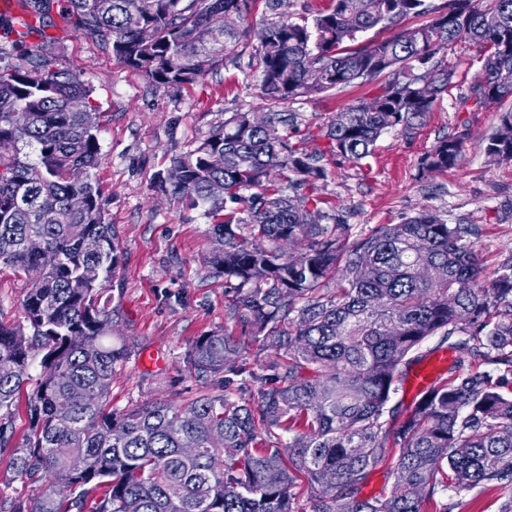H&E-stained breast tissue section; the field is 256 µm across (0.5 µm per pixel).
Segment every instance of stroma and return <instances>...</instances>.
Returning <instances> with one entry per match:
<instances>
[{"label":"stroma","mask_w":512,"mask_h":512,"mask_svg":"<svg viewBox=\"0 0 512 512\" xmlns=\"http://www.w3.org/2000/svg\"><path fill=\"white\" fill-rule=\"evenodd\" d=\"M269 16L265 0H252L249 12L235 22L247 38L229 48L221 68L195 83L161 88L61 15H54L48 29L59 63L92 85L104 114L99 133L104 160L96 179L120 243L106 295L112 342L132 349L112 376V410L193 398L203 381L185 353L198 336L223 333L250 362L276 354L275 347L255 344L249 329L231 316V292L203 264L211 246L210 220L152 183L172 156L194 149L233 113L264 117L255 50ZM482 58L471 41L439 52L436 62L454 77L424 125L410 135L383 134L372 157L359 164L336 157L326 131L337 113L380 93L383 78L282 104V111L298 118L293 140L319 155L326 169L307 192L309 206L346 212L350 223L366 230L401 223L426 208L452 224L479 225L483 233L474 247L487 267L511 254L512 161L488 158L486 145L500 114L512 109V99L474 106L472 88L481 79ZM449 134L464 135L461 158L448 170L423 173V158Z\"/></svg>","instance_id":"obj_1"}]
</instances>
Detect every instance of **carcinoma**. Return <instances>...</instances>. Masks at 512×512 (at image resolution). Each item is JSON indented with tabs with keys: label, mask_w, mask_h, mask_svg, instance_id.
I'll use <instances>...</instances> for the list:
<instances>
[{
	"label": "carcinoma",
	"mask_w": 512,
	"mask_h": 512,
	"mask_svg": "<svg viewBox=\"0 0 512 512\" xmlns=\"http://www.w3.org/2000/svg\"><path fill=\"white\" fill-rule=\"evenodd\" d=\"M248 4L64 0L61 11L169 87L224 65L228 43L245 36L224 28V13L241 18ZM29 10L37 23L29 31H44L48 0H29ZM426 12V0H331L310 20L267 19L257 48L262 123L234 113L172 157L154 184L215 221L205 266L237 280L230 313L285 356L251 364L224 334L199 336L189 364L201 378L224 380L184 404L122 413L107 409L112 375L131 350L112 345L104 300L118 241L95 177L102 113L93 87L54 55L16 62L25 33L0 36V266L38 268L36 239L57 256L30 281L23 323L0 322V454L9 451L15 478L41 484L27 512H301L303 481L309 512H424L439 489L459 496L477 486L498 494L499 512H512V254L488 275L470 224L422 211L364 232L339 211L307 207L297 192L325 170L280 132L282 103L385 75L379 94L345 109L347 122L326 132L336 155L361 163L383 134L424 124L454 72L420 67L458 41L485 49L475 104L512 99V0H448L426 24L350 47L360 33ZM487 16L499 25L485 26ZM312 68L324 82H308ZM463 145L461 135L440 139L422 170L455 166ZM214 153L222 166L210 164ZM486 153L512 161V110ZM278 176L295 195L281 192ZM216 184L223 195H213ZM89 267L96 278L86 277ZM436 336L457 353L453 372L404 414L390 402ZM470 358L503 372H474ZM250 385L255 402L242 396ZM26 386L30 432L14 445L15 402ZM186 440L196 454L184 453ZM394 448L390 490L362 495ZM75 457L79 472L69 467Z\"/></svg>",
	"instance_id": "1"
}]
</instances>
